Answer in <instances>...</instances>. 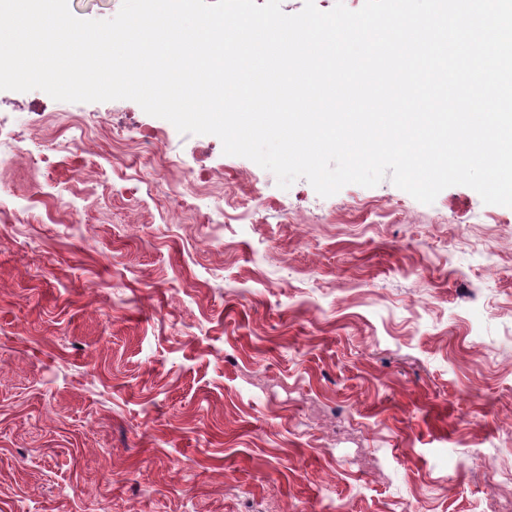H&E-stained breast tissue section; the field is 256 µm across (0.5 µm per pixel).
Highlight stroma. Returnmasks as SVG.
Returning a JSON list of instances; mask_svg holds the SVG:
<instances>
[{
    "mask_svg": "<svg viewBox=\"0 0 512 512\" xmlns=\"http://www.w3.org/2000/svg\"><path fill=\"white\" fill-rule=\"evenodd\" d=\"M0 201V512L512 501V208L40 90H0Z\"/></svg>",
    "mask_w": 512,
    "mask_h": 512,
    "instance_id": "1",
    "label": "stroma"
}]
</instances>
